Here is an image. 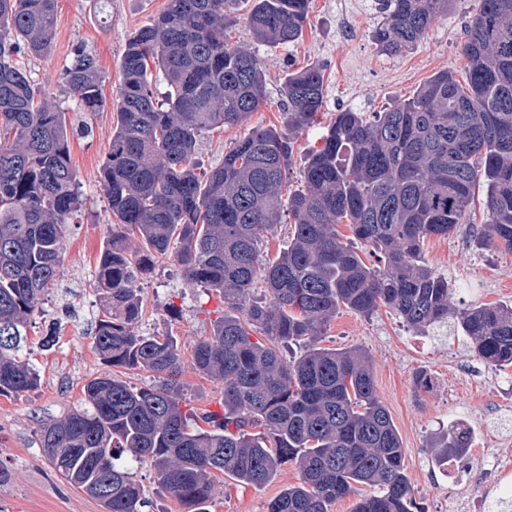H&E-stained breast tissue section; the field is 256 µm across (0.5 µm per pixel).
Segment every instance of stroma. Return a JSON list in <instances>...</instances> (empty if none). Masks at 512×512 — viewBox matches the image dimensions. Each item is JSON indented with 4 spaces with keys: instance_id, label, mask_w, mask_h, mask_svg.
Segmentation results:
<instances>
[{
    "instance_id": "stroma-1",
    "label": "stroma",
    "mask_w": 512,
    "mask_h": 512,
    "mask_svg": "<svg viewBox=\"0 0 512 512\" xmlns=\"http://www.w3.org/2000/svg\"><path fill=\"white\" fill-rule=\"evenodd\" d=\"M166 0H59L54 44L40 58L20 56L47 99L66 109L72 164L81 183L82 207L67 226L62 274L46 290L28 329L21 354L40 374L35 390L0 395V512H104L99 502L58 477L45 463L37 431L41 423L63 418L85 405L84 387L112 372L137 388L157 384L154 373L104 365L93 336L104 302L94 288L98 261L112 236L116 219L99 182V170L112 139V101L121 82L120 60L127 39L164 10ZM248 4H241L228 41L249 49L266 75V98L243 126L217 128L201 135L196 156L213 169L246 129L261 126L287 130L283 82L287 73L307 67L324 70V103L315 123L293 134L292 188H301L306 156L321 146V137L337 112H380L403 101L433 74L454 71L465 76L461 48L474 0H458L437 20L414 49L400 56L382 54L372 32L382 20L375 0H312L308 24L299 41L270 46L256 42L247 25ZM93 51L102 76L103 106L87 112L64 90L62 72L77 46ZM486 218L485 192L477 190L469 223L446 237H428L426 263L447 277L452 288L451 317L425 332L409 328L395 313L379 309L364 317L341 311L328 328L326 347L360 348L369 356L376 392L387 407L405 450L406 473L420 512H461L463 499L483 494L493 512H512V498L486 486L477 490L436 449L450 427L461 426L475 437L471 469L488 468L491 454L512 457V407L498 401L512 396V365L495 367L472 351L471 340L457 326L455 311L480 304L512 302V254L482 244L476 237ZM142 315L136 324L144 335L172 336L178 341L184 395L195 412L218 407L220 383L199 375L192 353L211 332L209 312L216 299L190 283L175 257L160 258L152 273L139 278ZM53 347H45V337ZM432 374L429 391L415 390L417 371ZM293 465L282 466L261 486L221 477L211 512H267L270 501L296 484Z\"/></svg>"
}]
</instances>
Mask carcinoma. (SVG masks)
<instances>
[{
  "instance_id": "carcinoma-1",
  "label": "carcinoma",
  "mask_w": 512,
  "mask_h": 512,
  "mask_svg": "<svg viewBox=\"0 0 512 512\" xmlns=\"http://www.w3.org/2000/svg\"><path fill=\"white\" fill-rule=\"evenodd\" d=\"M457 2L379 0L385 21L373 42L398 56ZM476 2L462 49L467 86L441 71L370 117L336 113L298 190L290 189L289 134L313 124L323 106L322 68L286 75L288 132L254 127L222 166L199 173L200 136L243 123L266 96L259 59L224 39L239 0H167L128 39L100 169L118 224L96 277L106 311L94 345L106 364L152 372L160 383L136 388L104 374L84 387L87 407L40 424L57 475L93 498L110 479L105 512H143L148 501L130 464L148 461L183 512H210L216 473L262 486L289 463L299 481L268 512H330L360 485L376 493L356 499L353 512H414L404 448L366 353L321 341L343 309L370 316L385 307L415 331L448 318V278L423 261L422 249L465 223L480 183L488 211L480 241L512 253V0ZM57 4L0 0V395L40 384L21 344L61 273L66 224L82 205L67 113L14 62L51 50ZM309 10L310 0H252L246 20L255 41L289 44L302 38ZM156 69L168 87L161 99ZM62 82L83 110L101 106L94 53L78 47ZM285 213L294 224L288 246L261 267L258 243ZM128 231L140 235L142 250H128ZM358 242L381 263L365 261ZM168 254L224 301L193 352L195 369L224 383L220 413L183 409L177 340L134 330L137 275ZM456 317L481 358L512 364V306L484 304ZM441 447L455 457L468 432L450 429Z\"/></svg>"
}]
</instances>
